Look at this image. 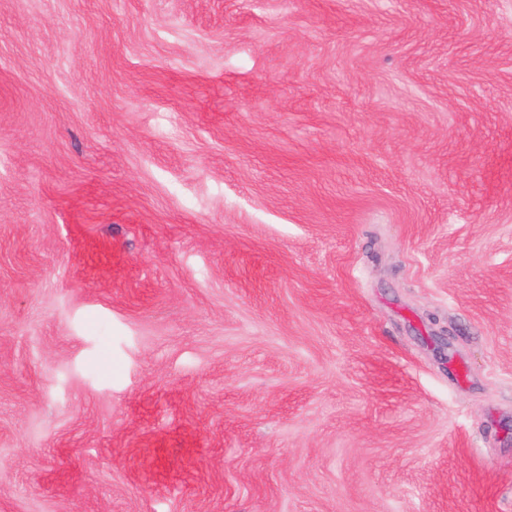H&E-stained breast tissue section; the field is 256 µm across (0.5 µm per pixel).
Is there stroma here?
<instances>
[{"instance_id": "obj_1", "label": "stroma", "mask_w": 512, "mask_h": 512, "mask_svg": "<svg viewBox=\"0 0 512 512\" xmlns=\"http://www.w3.org/2000/svg\"><path fill=\"white\" fill-rule=\"evenodd\" d=\"M0 512H512V0H0Z\"/></svg>"}]
</instances>
